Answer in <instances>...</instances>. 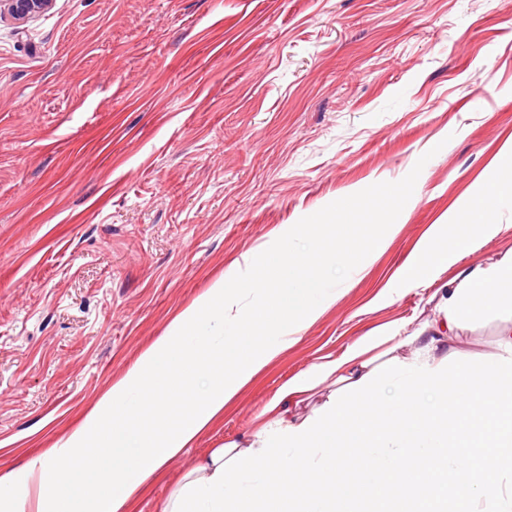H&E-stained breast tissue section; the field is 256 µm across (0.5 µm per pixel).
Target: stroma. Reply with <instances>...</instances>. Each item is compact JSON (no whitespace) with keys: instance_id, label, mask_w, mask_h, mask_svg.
<instances>
[{"instance_id":"obj_1","label":"stroma","mask_w":512,"mask_h":512,"mask_svg":"<svg viewBox=\"0 0 512 512\" xmlns=\"http://www.w3.org/2000/svg\"><path fill=\"white\" fill-rule=\"evenodd\" d=\"M512 137L506 0H54L0 21V469L51 447L171 318L291 224L396 225L130 512H161L280 383L431 318L391 287ZM385 186L389 195L378 194ZM502 318L459 332L482 361Z\"/></svg>"}]
</instances>
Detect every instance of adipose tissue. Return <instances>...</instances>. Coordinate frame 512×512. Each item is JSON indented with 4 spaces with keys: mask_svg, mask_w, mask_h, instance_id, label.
I'll return each instance as SVG.
<instances>
[{
    "mask_svg": "<svg viewBox=\"0 0 512 512\" xmlns=\"http://www.w3.org/2000/svg\"><path fill=\"white\" fill-rule=\"evenodd\" d=\"M512 207V141L500 148L491 172L470 192L464 209L476 230L447 242L448 227L433 225L399 267L402 290H430L435 316L420 328L389 323L358 337L337 355H326L288 377L265 405L266 424L300 426L299 406L318 387L344 386L371 372L373 349H408L409 361L437 366L455 352L463 324L495 310L512 316V248L490 265L447 279L443 273L471 253L478 240L505 230L502 208ZM345 272H361L389 245V235L360 237L359 227H321ZM340 297L323 285L310 254L290 249L278 234L181 310L162 336L114 383L81 422L48 452L17 470H0V512H126L128 503L182 456L252 378ZM228 327L227 335L202 334L203 324ZM141 395L130 406V393Z\"/></svg>",
    "mask_w": 512,
    "mask_h": 512,
    "instance_id": "adipose-tissue-1",
    "label": "adipose tissue"
}]
</instances>
